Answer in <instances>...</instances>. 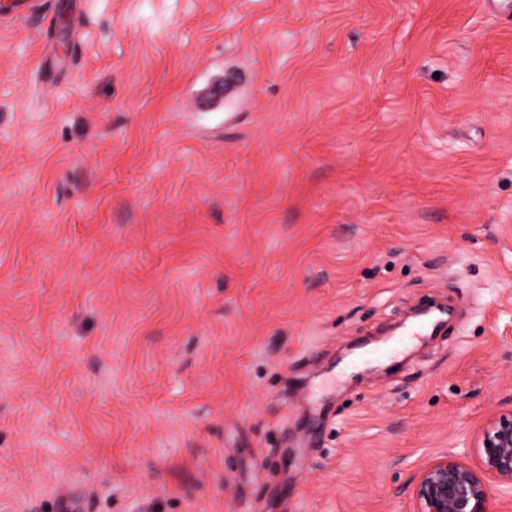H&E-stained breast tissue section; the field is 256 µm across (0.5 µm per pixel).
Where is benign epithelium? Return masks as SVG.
Segmentation results:
<instances>
[{
	"mask_svg": "<svg viewBox=\"0 0 512 512\" xmlns=\"http://www.w3.org/2000/svg\"><path fill=\"white\" fill-rule=\"evenodd\" d=\"M493 486L512 492V408L492 412L463 451L419 468L409 483L411 512H492Z\"/></svg>",
	"mask_w": 512,
	"mask_h": 512,
	"instance_id": "7a95c632",
	"label": "benign epithelium"
}]
</instances>
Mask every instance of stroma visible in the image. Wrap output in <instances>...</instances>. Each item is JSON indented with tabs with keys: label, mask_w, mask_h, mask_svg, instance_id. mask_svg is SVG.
I'll use <instances>...</instances> for the list:
<instances>
[{
	"label": "stroma",
	"mask_w": 512,
	"mask_h": 512,
	"mask_svg": "<svg viewBox=\"0 0 512 512\" xmlns=\"http://www.w3.org/2000/svg\"><path fill=\"white\" fill-rule=\"evenodd\" d=\"M36 2L0 512H409L512 404V0ZM426 301L459 316L409 339Z\"/></svg>",
	"instance_id": "obj_1"
}]
</instances>
